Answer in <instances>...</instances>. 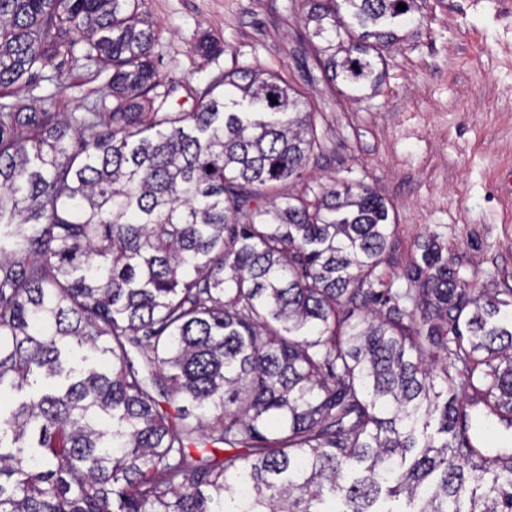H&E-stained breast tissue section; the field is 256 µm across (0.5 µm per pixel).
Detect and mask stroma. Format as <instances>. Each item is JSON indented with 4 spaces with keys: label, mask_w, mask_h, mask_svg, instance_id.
<instances>
[{
    "label": "stroma",
    "mask_w": 512,
    "mask_h": 512,
    "mask_svg": "<svg viewBox=\"0 0 512 512\" xmlns=\"http://www.w3.org/2000/svg\"><path fill=\"white\" fill-rule=\"evenodd\" d=\"M499 0H421L387 47L376 91L351 97L328 81L307 36L308 0H144L169 109L236 67L280 73L314 112L321 148L280 195L333 179L382 195L397 222L388 272L402 271L423 232L474 286L512 288V15ZM110 72L81 55L0 93V104L108 112Z\"/></svg>",
    "instance_id": "stroma-1"
}]
</instances>
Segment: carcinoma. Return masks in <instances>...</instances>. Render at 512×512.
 <instances>
[{
  "instance_id": "obj_1",
  "label": "carcinoma",
  "mask_w": 512,
  "mask_h": 512,
  "mask_svg": "<svg viewBox=\"0 0 512 512\" xmlns=\"http://www.w3.org/2000/svg\"><path fill=\"white\" fill-rule=\"evenodd\" d=\"M310 2L328 78L376 89L416 0ZM156 38L142 0H0V88L81 42L115 99L0 105V512H512L477 428L512 427V288L433 235L384 278L369 187L277 202L317 148L288 81L226 71L170 112Z\"/></svg>"
}]
</instances>
